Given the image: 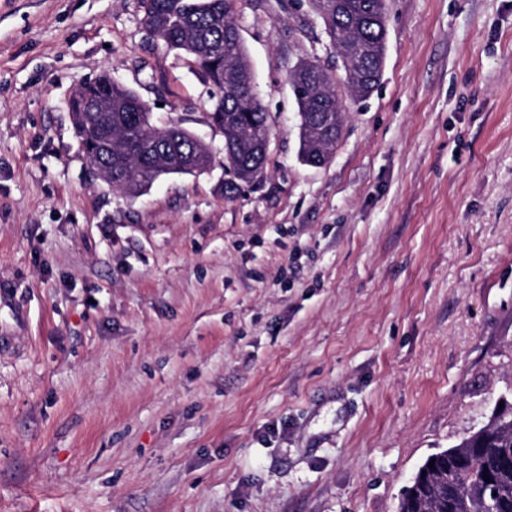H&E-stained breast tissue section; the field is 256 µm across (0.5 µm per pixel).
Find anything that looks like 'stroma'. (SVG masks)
Wrapping results in <instances>:
<instances>
[{"mask_svg": "<svg viewBox=\"0 0 512 512\" xmlns=\"http://www.w3.org/2000/svg\"><path fill=\"white\" fill-rule=\"evenodd\" d=\"M141 0H0V512H398L512 396V0H389L325 166L288 79L310 9L234 0L271 124L224 195L214 89ZM210 167L132 196L79 150L102 72Z\"/></svg>", "mask_w": 512, "mask_h": 512, "instance_id": "35a3bbf8", "label": "stroma"}]
</instances>
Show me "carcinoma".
Instances as JSON below:
<instances>
[{
    "label": "carcinoma",
    "mask_w": 512,
    "mask_h": 512,
    "mask_svg": "<svg viewBox=\"0 0 512 512\" xmlns=\"http://www.w3.org/2000/svg\"><path fill=\"white\" fill-rule=\"evenodd\" d=\"M320 20L330 45L353 35L372 47L385 36L386 0H306ZM144 25L154 37L194 58L218 94L211 98V119L224 131L232 165L224 194L232 199L241 178L263 177L269 138L267 114L252 96L247 51L231 15V0H142ZM299 117V156L307 163L318 150L314 118L342 111L336 79L319 60H306L290 71ZM69 111L85 156L112 164L121 176L129 167L138 178L131 193L149 186L159 174L190 173L207 162L203 148L182 128L152 123L147 105L105 73L83 85L69 101ZM416 474L414 498L433 512H512V403L504 402L491 423L441 451L434 467Z\"/></svg>",
    "instance_id": "carcinoma-1"
}]
</instances>
